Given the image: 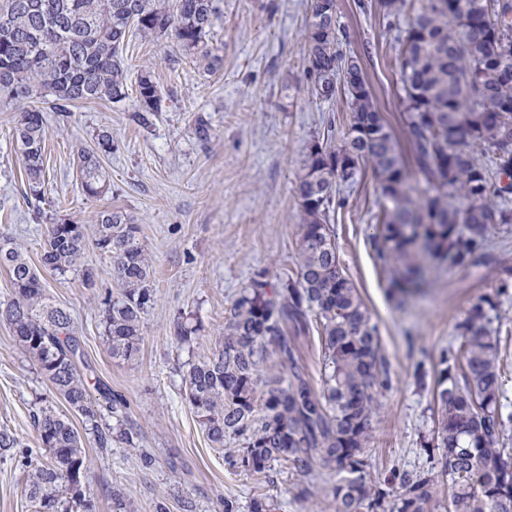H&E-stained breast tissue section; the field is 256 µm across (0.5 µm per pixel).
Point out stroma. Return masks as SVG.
I'll return each mask as SVG.
<instances>
[{"label":"stroma","mask_w":512,"mask_h":512,"mask_svg":"<svg viewBox=\"0 0 512 512\" xmlns=\"http://www.w3.org/2000/svg\"><path fill=\"white\" fill-rule=\"evenodd\" d=\"M343 50L360 59L366 82L395 134H402L400 45L377 0H336ZM221 18L207 40L223 57L207 72L199 55L168 39L129 36L122 50L130 80L150 67L159 83L162 110L147 126L133 119L135 97L111 103L45 111L44 195L31 207L23 157L15 140L21 109L0 101V236L18 244L39 264L49 224L70 220L93 227L99 212L118 208L138 224L154 265L155 301L143 322V344L132 360L109 354L100 327L101 300L113 290L107 265L95 248L82 262L98 271L95 287L42 270L50 297L65 307L88 365V387L100 402L99 385L122 394L139 448L153 456L143 467L138 450L116 444L97 447L84 434L90 469L87 493L94 512H112L111 491L124 489L131 512H222L225 499L249 512L252 498L273 497L278 512H331L320 485L295 497V475L274 472L261 482L230 471L224 451L212 447L188 406L183 375L193 355L211 352L224 334V317L240 292L260 273L270 282L295 274L300 219L293 182L310 141L327 120L344 132L343 100L319 101L307 90L303 29L309 0H220ZM109 130L111 153L102 155L106 191L87 196L77 167L82 151L97 149V134ZM347 204L333 227L340 265L357 286L379 329L392 387L379 397L367 452L372 475L425 466L420 438L434 428L429 389L414 381L417 365L432 368L456 325L481 295L499 285V267L512 266V229L494 230L495 262L470 270L436 269L428 294L404 309L387 299L388 274L368 246L376 230L378 193L373 176L344 189ZM201 321L194 348L174 337L177 317ZM50 394V384L0 321V426L21 439L0 453V512H33L24 493L22 457L41 459L31 415Z\"/></svg>","instance_id":"obj_1"}]
</instances>
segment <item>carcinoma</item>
Returning <instances> with one entry per match:
<instances>
[{"label": "carcinoma", "instance_id": "carcinoma-1", "mask_svg": "<svg viewBox=\"0 0 512 512\" xmlns=\"http://www.w3.org/2000/svg\"><path fill=\"white\" fill-rule=\"evenodd\" d=\"M401 45L403 124L425 188L410 183L399 142L369 87L350 89L344 73L353 58L340 48L336 0H310L304 29L305 79L318 100L345 99L349 123L336 137L333 122L314 138L296 176L300 209L297 276L279 289L260 274L232 303L219 349L188 362L185 400L233 471L265 476L275 467L309 481L314 465L333 477V512H426L440 484L449 512H512V412L504 413L500 286L472 304L442 349L431 385L437 419L421 450L434 461L412 473L396 469L375 479L366 452L378 395L391 387L378 326L354 282L340 267L331 224L344 205L340 188L371 171L377 184V230L368 245L389 270V297L402 305L427 288V264L469 270L489 259L492 231L512 224V0H379ZM216 0H6L0 8V92L14 85L31 96L16 129L30 195L41 199L46 124L32 102L51 97L58 112L76 103H118L129 96L120 50L131 31L175 39L195 54L218 18ZM135 121L161 111L162 90L144 71L135 88ZM82 190L99 196L106 175L95 152L79 158ZM107 258L117 292L103 299L101 325L110 355L131 359L143 340V315L154 302L151 258L139 227L119 210L97 217L93 236L75 222L50 225L42 265L64 276L88 245ZM0 267L12 297L0 307L19 347L36 362L54 395L80 414L100 448L138 447L127 402L103 392L89 400L77 364L80 340L70 314L47 297L35 268L9 238H0ZM314 321L323 357L321 390L305 379L287 328L301 333ZM201 324L178 321L177 341L193 347ZM273 347L279 370H264ZM113 426H102L104 415ZM44 461L27 473L34 512H93L75 493L89 458L73 423L52 407L32 415ZM236 445V449L229 445Z\"/></svg>", "mask_w": 512, "mask_h": 512}]
</instances>
